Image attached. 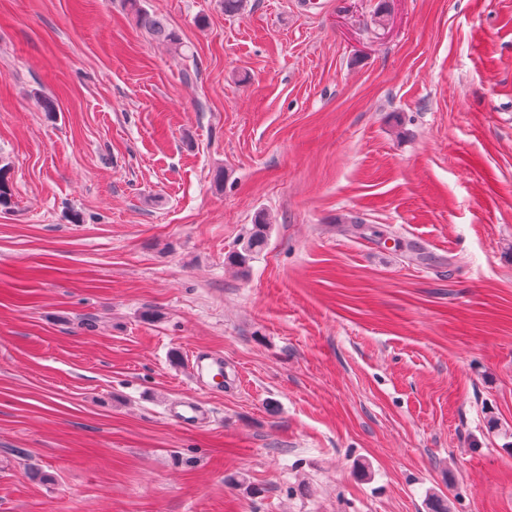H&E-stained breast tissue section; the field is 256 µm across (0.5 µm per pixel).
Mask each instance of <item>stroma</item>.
<instances>
[{
	"instance_id": "obj_1",
	"label": "stroma",
	"mask_w": 512,
	"mask_h": 512,
	"mask_svg": "<svg viewBox=\"0 0 512 512\" xmlns=\"http://www.w3.org/2000/svg\"><path fill=\"white\" fill-rule=\"evenodd\" d=\"M142 5L0 0V512H512V0ZM127 8L133 14L137 25L158 39H162L174 46L178 51L185 47L180 34L170 28L166 21L141 7V0H126ZM268 231L269 224L264 214H258L246 240L242 243L241 249L231 252L228 260L237 266L241 272H247L250 260L255 254L260 253L265 248L268 240ZM193 373L197 382L206 389L214 385L223 386L224 382V358L219 354H210L204 357L203 354L196 355L193 363ZM204 375L210 378V385L204 380ZM202 410L196 399L184 400L172 413L174 421L181 426H194L201 420Z\"/></svg>"
}]
</instances>
